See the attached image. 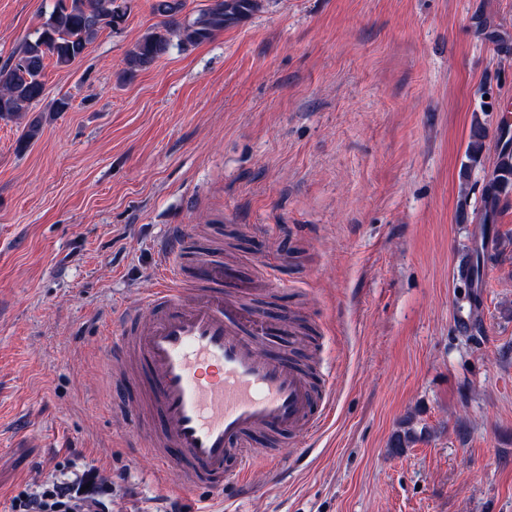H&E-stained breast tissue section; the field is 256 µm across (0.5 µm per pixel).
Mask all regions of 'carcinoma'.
<instances>
[{
  "label": "carcinoma",
  "mask_w": 512,
  "mask_h": 512,
  "mask_svg": "<svg viewBox=\"0 0 512 512\" xmlns=\"http://www.w3.org/2000/svg\"><path fill=\"white\" fill-rule=\"evenodd\" d=\"M254 0H211L196 17L183 15L185 0H154L152 11L162 17V29L140 39L125 58L123 76L150 66L165 55L172 38L183 45L207 40L237 22L255 9ZM129 0H55L51 12L34 36L24 39L20 48L0 68V118H20L38 104L44 95V69L48 58L60 66H69L79 59L87 46L106 26L116 28L125 19ZM488 131L480 118L473 120L460 177L468 180L474 167L481 164L486 151ZM512 192V141L497 147L491 177L483 186L482 199L487 212L496 211L501 197ZM485 245L470 250L462 263L460 275L470 288L481 287L485 263ZM414 440L407 429L395 433L390 448L401 454Z\"/></svg>",
  "instance_id": "cac0c4a2"
}]
</instances>
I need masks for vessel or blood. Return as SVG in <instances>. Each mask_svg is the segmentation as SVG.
Returning a JSON list of instances; mask_svg holds the SVG:
<instances>
[{"label": "vessel or blood", "mask_w": 512, "mask_h": 512, "mask_svg": "<svg viewBox=\"0 0 512 512\" xmlns=\"http://www.w3.org/2000/svg\"><path fill=\"white\" fill-rule=\"evenodd\" d=\"M184 225L164 244L167 275L138 305L123 308L108 349L110 366L135 351L130 386L141 407L123 411L127 445L173 475L178 488L225 490L247 484L251 440L260 432L294 440L319 430L333 406L307 372L265 344L273 327L240 299L247 286L222 258L202 255L185 275ZM234 469H227L228 460Z\"/></svg>", "instance_id": "obj_1"}]
</instances>
